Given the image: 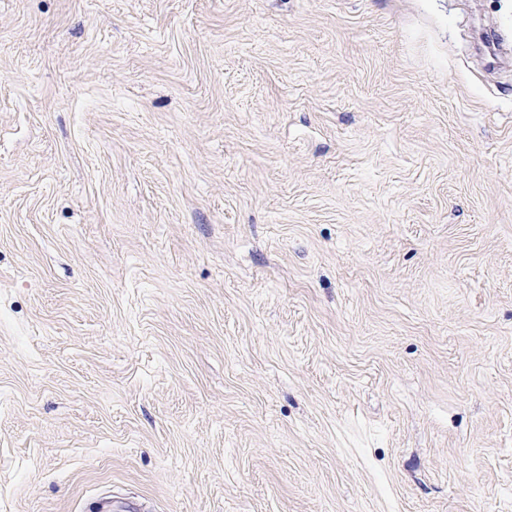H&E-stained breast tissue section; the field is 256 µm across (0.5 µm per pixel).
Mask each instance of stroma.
Wrapping results in <instances>:
<instances>
[{"mask_svg":"<svg viewBox=\"0 0 512 512\" xmlns=\"http://www.w3.org/2000/svg\"><path fill=\"white\" fill-rule=\"evenodd\" d=\"M512 512V0H0V512Z\"/></svg>","mask_w":512,"mask_h":512,"instance_id":"1","label":"stroma"}]
</instances>
